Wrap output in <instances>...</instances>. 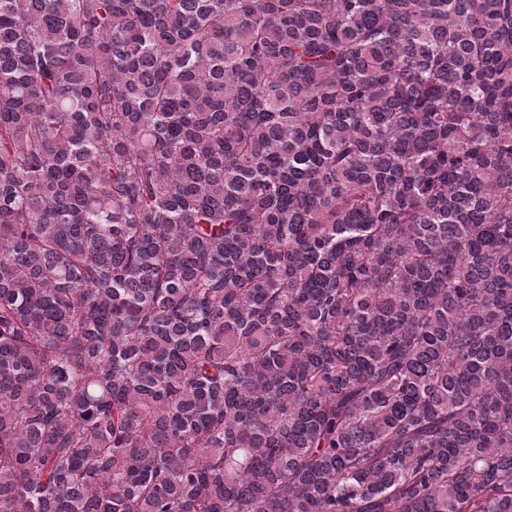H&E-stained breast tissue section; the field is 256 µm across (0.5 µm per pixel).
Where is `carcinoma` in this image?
Instances as JSON below:
<instances>
[{"mask_svg":"<svg viewBox=\"0 0 512 512\" xmlns=\"http://www.w3.org/2000/svg\"><path fill=\"white\" fill-rule=\"evenodd\" d=\"M0 512H512V0H0Z\"/></svg>","mask_w":512,"mask_h":512,"instance_id":"1","label":"carcinoma"}]
</instances>
